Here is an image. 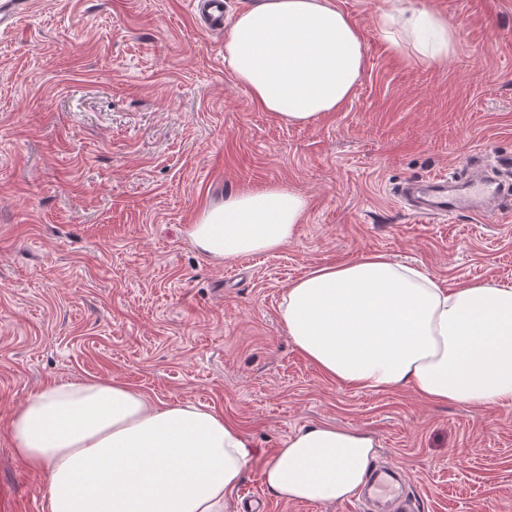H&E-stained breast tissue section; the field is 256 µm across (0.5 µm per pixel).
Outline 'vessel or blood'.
Returning <instances> with one entry per match:
<instances>
[{"label":"vessel or blood","instance_id":"1","mask_svg":"<svg viewBox=\"0 0 512 512\" xmlns=\"http://www.w3.org/2000/svg\"><path fill=\"white\" fill-rule=\"evenodd\" d=\"M192 5L206 15L212 29L223 30L224 0H192ZM466 185V194H453L448 190L447 177L436 175L424 181L407 183L401 195L415 213L428 217L448 216L465 206L472 197L494 198L499 214H512V191L491 177L478 173L468 178ZM404 486V477L396 467L376 468L368 486L360 491L359 499L391 503L390 512H417V501L415 497L404 494Z\"/></svg>","mask_w":512,"mask_h":512}]
</instances>
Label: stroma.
Masks as SVG:
<instances>
[{"label":"stroma","instance_id":"35a3bbf8","mask_svg":"<svg viewBox=\"0 0 512 512\" xmlns=\"http://www.w3.org/2000/svg\"><path fill=\"white\" fill-rule=\"evenodd\" d=\"M456 29L443 64L395 51L384 0H332L362 35L350 100L306 125L263 110L224 64L228 33L191 0H29L0 31V512H47L48 473L9 421L62 379L124 382L240 426L255 462L228 500L249 512H354L288 502L260 469L301 428L371 433L419 512H512V404L440 405L325 376L285 335L288 284L383 254L452 289L512 284V221L410 213L401 183L512 155V0H408ZM268 185L307 208L277 252L221 261L190 224Z\"/></svg>","mask_w":512,"mask_h":512}]
</instances>
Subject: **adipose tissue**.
<instances>
[{
    "instance_id": "adipose-tissue-1",
    "label": "adipose tissue",
    "mask_w": 512,
    "mask_h": 512,
    "mask_svg": "<svg viewBox=\"0 0 512 512\" xmlns=\"http://www.w3.org/2000/svg\"><path fill=\"white\" fill-rule=\"evenodd\" d=\"M375 23L394 49L446 62L457 33L441 14L385 0ZM224 63L268 112L304 125L348 101L365 68L363 41L330 0H257L233 20ZM307 205L275 185L207 210L189 235L221 260L280 250ZM298 350L341 385L409 389L435 404L512 403V286L450 290L428 271L375 254L311 269L280 305ZM14 449L48 470L49 512H227L254 451L234 422L190 402L149 400L120 381L61 380L13 413ZM378 449L361 431L317 424L284 441L262 470L287 501L330 504L363 485Z\"/></svg>"
}]
</instances>
